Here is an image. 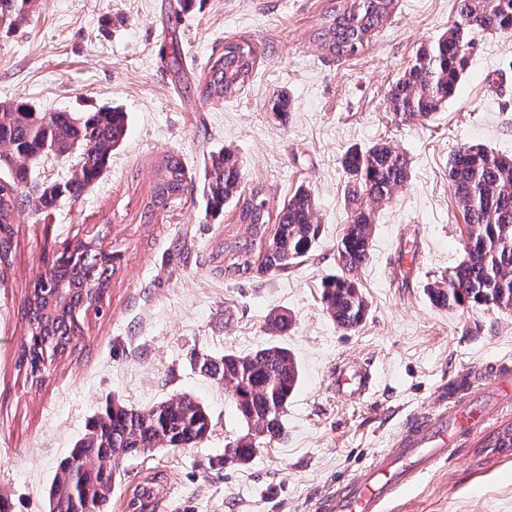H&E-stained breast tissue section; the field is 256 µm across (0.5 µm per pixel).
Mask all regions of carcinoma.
<instances>
[{"mask_svg":"<svg viewBox=\"0 0 512 512\" xmlns=\"http://www.w3.org/2000/svg\"><path fill=\"white\" fill-rule=\"evenodd\" d=\"M394 0H339L323 16L314 40L320 50L335 57L359 53L368 37L390 15ZM476 29L512 32V0H458L457 19L448 31L423 46L413 64L387 93L390 111L403 120L428 119L455 96L469 62L470 34ZM257 56L248 43L227 42L210 60L204 77L205 98L222 100L247 85L256 69ZM126 136L124 112L100 108L83 117L70 112H35L24 103L0 108V258L8 255L10 226L15 208L4 199H26L34 190V206L53 212L65 197H78L106 167L112 150ZM72 149L78 161L70 176L36 190L34 168L47 158L50 148ZM345 203L351 220L337 242L341 273L323 283V310L343 329L353 330L366 317L368 305L359 290L355 272L367 263L377 210L388 203L409 176L406 155L385 143L352 148L345 154ZM448 179L466 221L464 257L447 275L427 285L429 300L440 307H512V157L495 155L478 145L461 146L448 160ZM208 205L216 210L235 208V223L244 226L245 239L224 246L227 276L253 272L265 274L288 269L291 261L310 253L320 224L314 197L298 189L276 214L271 215L262 189L242 188L238 159L228 149L214 152L204 173ZM185 190V170L180 158L169 154L159 161L151 188L152 205L162 204ZM276 223L274 234L269 224ZM80 259L59 254L53 261V278L34 285L23 304L28 335L38 331L54 353H64L74 326L61 311L49 309L53 289L71 291L68 311L90 306L100 311L116 261L102 255L96 266L88 264L77 274ZM288 329V317L271 316L267 334L277 337ZM200 372L224 381L249 433L228 450L230 458L248 462L259 438L281 435L282 418L299 381V369L288 349L272 342L247 355L226 353L216 359L197 358ZM206 409L187 394H173L144 409L118 403L106 407L91 430L60 462L48 490V512H102L121 477L123 461L161 448H188L210 432ZM151 483L135 487L130 512H143L155 497Z\"/></svg>","mask_w":512,"mask_h":512,"instance_id":"1","label":"carcinoma"}]
</instances>
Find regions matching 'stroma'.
I'll list each match as a JSON object with an SVG mask.
<instances>
[{
	"label": "stroma",
	"mask_w": 512,
	"mask_h": 512,
	"mask_svg": "<svg viewBox=\"0 0 512 512\" xmlns=\"http://www.w3.org/2000/svg\"><path fill=\"white\" fill-rule=\"evenodd\" d=\"M333 0H31L0 17V104L85 115L127 114V136L101 177L44 215L15 213L0 263V507L46 512L60 461L112 401L144 408L178 393L206 408L211 429L194 448L128 459L107 512H129L132 489L157 485L155 512H316L337 482L371 463L409 416L478 393L460 375L512 367V308H439L428 283L463 257L464 220L448 184V158L463 145L512 156V33L473 34L455 96L428 120L402 121L387 92L418 50L447 31L456 0H395L358 55L319 50L313 32ZM249 42L258 63L236 95L208 100L212 55ZM178 65H171L173 52ZM286 95L288 112L273 111ZM386 142L411 162L408 184L376 216L368 262L358 271L368 304L360 326L324 311L322 283L339 271L336 245L349 222L342 161L354 147ZM232 150L244 189L264 190L278 211L311 190L321 225L314 249L287 270L230 277L217 252L244 236L234 210H210V153ZM179 155L187 184L155 208V169ZM81 237L120 254L101 314L85 317L68 350L30 377L16 365L27 333L23 296L51 254ZM286 334L265 332L270 314ZM288 349L300 382L281 437L248 463L224 461L247 432L199 355H245L270 341ZM356 361L373 380L364 398L337 395V365ZM477 434L382 512H512V449Z\"/></svg>",
	"instance_id": "1"
}]
</instances>
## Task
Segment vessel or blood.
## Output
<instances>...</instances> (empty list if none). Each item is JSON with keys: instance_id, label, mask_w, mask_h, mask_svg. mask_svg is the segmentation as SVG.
<instances>
[{"instance_id": "obj_1", "label": "vessel or blood", "mask_w": 512, "mask_h": 512, "mask_svg": "<svg viewBox=\"0 0 512 512\" xmlns=\"http://www.w3.org/2000/svg\"><path fill=\"white\" fill-rule=\"evenodd\" d=\"M335 383L338 392L359 398L369 391L372 376L363 367L344 365L337 367ZM487 419V412L469 409L462 400L413 415L372 465L320 499V512H380L385 499L405 492L420 475L447 457L450 448L481 429Z\"/></svg>"}]
</instances>
